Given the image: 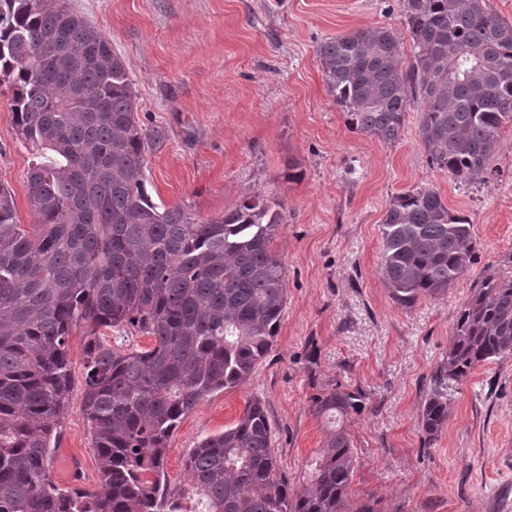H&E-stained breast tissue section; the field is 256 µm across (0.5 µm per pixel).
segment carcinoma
Wrapping results in <instances>:
<instances>
[{
  "mask_svg": "<svg viewBox=\"0 0 512 512\" xmlns=\"http://www.w3.org/2000/svg\"><path fill=\"white\" fill-rule=\"evenodd\" d=\"M401 24L408 61L390 26L318 45L347 125L391 145L418 101L430 167L469 183L495 172L499 131L512 124V22L486 0H404ZM0 76L34 150L27 192L37 218L34 233L22 229L0 184V512H198L196 497L204 512H377L350 497L357 457L343 426L367 394L338 386L311 399L330 429L302 492L280 469L257 397L191 449L188 487L168 483L167 444L182 419L249 381L275 342L287 291L270 245L284 206L246 197L199 222L156 204L144 171L160 135L140 125L134 82L109 38L65 0H0ZM379 229L381 278L404 308L444 297L477 260L469 218L433 189L396 196ZM79 327L95 490L63 489L50 472ZM102 328L135 329L152 346H115ZM507 356L512 274L486 278L459 308L421 412L427 442L471 373Z\"/></svg>",
  "mask_w": 512,
  "mask_h": 512,
  "instance_id": "1",
  "label": "carcinoma"
}]
</instances>
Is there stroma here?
Instances as JSON below:
<instances>
[{
	"label": "stroma",
	"instance_id": "stroma-1",
	"mask_svg": "<svg viewBox=\"0 0 512 512\" xmlns=\"http://www.w3.org/2000/svg\"><path fill=\"white\" fill-rule=\"evenodd\" d=\"M110 39L128 66L137 116L159 143L145 171L153 200L199 221L246 197L280 202L271 242L286 268L287 301L272 350L243 386L209 395L171 436L166 472L187 483L186 458L201 438L235 423L260 398L278 463L302 490L328 432L311 408L331 385L368 396L345 427L357 454L351 497L377 512H512V356L479 366L427 443L420 413L450 343L459 307L512 253V125L500 133L485 181L464 184L428 166L422 106L408 107L402 136L387 145L355 133L328 94L317 45L377 25L400 27L402 0H67ZM0 81V183L17 220L27 201L32 148L16 134ZM300 176L287 180L288 164ZM439 192L469 217L478 260L441 299L395 304L379 274V224L392 199ZM84 338L75 330V384L56 455L82 463L80 486H98V464L81 410Z\"/></svg>",
	"mask_w": 512,
	"mask_h": 512
}]
</instances>
